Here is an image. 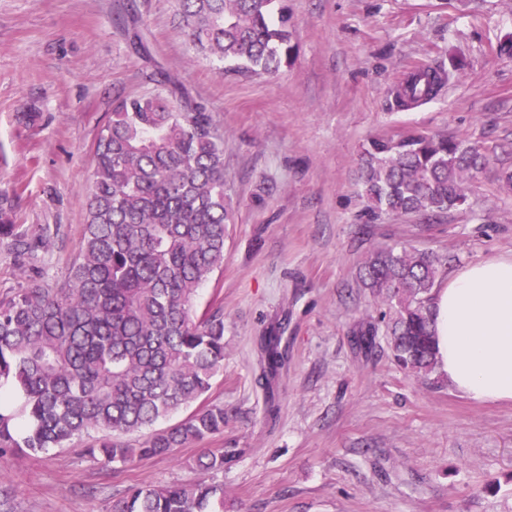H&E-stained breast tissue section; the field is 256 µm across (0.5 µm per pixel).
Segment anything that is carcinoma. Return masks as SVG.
<instances>
[{"label": "carcinoma", "mask_w": 512, "mask_h": 512, "mask_svg": "<svg viewBox=\"0 0 512 512\" xmlns=\"http://www.w3.org/2000/svg\"><path fill=\"white\" fill-rule=\"evenodd\" d=\"M180 25L222 72L276 75L292 51L281 0H177ZM447 81L420 69L395 94L399 107L433 99ZM160 90L124 96L94 145L86 224L66 280L39 272L0 300V455L65 448L93 433L87 451L107 464L173 456L224 433L221 403L193 410L134 447L122 437L205 399L224 368V309L197 310L199 288L224 265L234 208L224 189V132L166 72ZM487 149L440 134L376 137L361 154L364 214L429 221L467 202L466 183ZM42 236L0 202V245L34 259ZM447 264L405 247L370 252L365 287L388 307L394 360L428 376L436 368L432 289ZM234 453L207 450L192 484L138 485L111 512H224V488L206 475Z\"/></svg>", "instance_id": "cac0c4a2"}]
</instances>
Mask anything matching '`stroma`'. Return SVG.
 <instances>
[{"instance_id": "35a3bbf8", "label": "stroma", "mask_w": 512, "mask_h": 512, "mask_svg": "<svg viewBox=\"0 0 512 512\" xmlns=\"http://www.w3.org/2000/svg\"><path fill=\"white\" fill-rule=\"evenodd\" d=\"M293 51L274 76L219 73L178 24L176 0H0V195L23 227L59 226L41 253L66 279L85 222L93 144L116 95L175 76L224 129L235 219L224 266L199 308H224V370L208 395L227 413L207 444L124 467L87 441L0 458L12 493L0 512H110L133 485L189 484L203 447L234 448L224 512H512V403L463 396L439 373L398 366L381 309L359 278L373 250L407 246L454 271L512 253V0H286ZM135 16L142 58L123 28ZM432 65L450 79L397 108L393 90ZM37 111V125L22 117ZM487 147L467 203L424 223L361 215L360 155L413 130ZM377 330L371 344L361 331ZM283 359L269 368L268 351Z\"/></svg>"}]
</instances>
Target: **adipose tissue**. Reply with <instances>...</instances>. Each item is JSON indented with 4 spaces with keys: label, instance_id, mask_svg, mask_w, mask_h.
I'll return each instance as SVG.
<instances>
[{
    "label": "adipose tissue",
    "instance_id": "ef3b65f1",
    "mask_svg": "<svg viewBox=\"0 0 512 512\" xmlns=\"http://www.w3.org/2000/svg\"><path fill=\"white\" fill-rule=\"evenodd\" d=\"M432 311L441 376L475 401L512 402V254L451 272Z\"/></svg>",
    "mask_w": 512,
    "mask_h": 512
}]
</instances>
